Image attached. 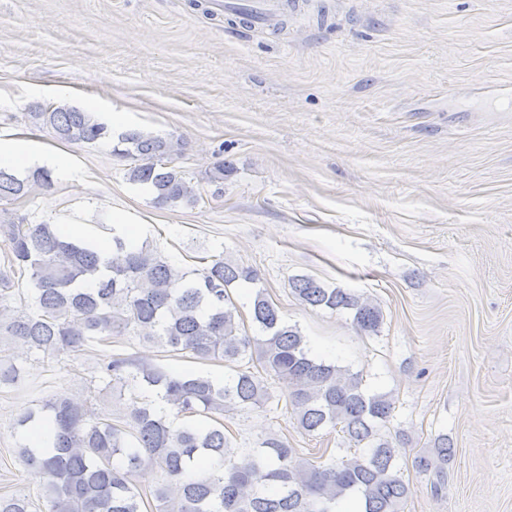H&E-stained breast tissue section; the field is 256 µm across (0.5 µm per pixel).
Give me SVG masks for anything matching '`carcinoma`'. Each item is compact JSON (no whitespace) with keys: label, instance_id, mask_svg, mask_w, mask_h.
<instances>
[{"label":"carcinoma","instance_id":"obj_1","mask_svg":"<svg viewBox=\"0 0 512 512\" xmlns=\"http://www.w3.org/2000/svg\"><path fill=\"white\" fill-rule=\"evenodd\" d=\"M28 119L65 142L117 140L114 151L134 161L128 180L146 187L159 206H192L201 198L174 166L178 143L170 137L116 133L94 113L69 105L50 112L35 105ZM34 185L51 187V173L37 168L20 178L0 168V201L21 199ZM24 278L32 288L18 287ZM257 281L254 269L222 254L188 270L147 242L130 249L115 236L105 258L91 243L63 238L54 224L1 221L0 387L28 397L18 425L44 432L45 444L13 449L24 472L38 480L40 496L6 490L0 512H142L148 496L155 512H335L347 495L359 497L364 512H403L401 449L381 434L393 399L370 392L361 374L310 355L298 327L285 322L262 289L251 299L257 334L243 332L230 288ZM289 286L303 304L349 310L361 332L379 333V305L307 276ZM117 337L153 342L165 358L246 367L221 382L117 353L96 367L81 399L27 378L24 364L33 356L77 355ZM270 378L282 385L285 408L305 434L338 427L354 445H367L368 454L332 453L321 464L277 438L230 448L221 417L268 406ZM104 397L118 407L116 417L96 411ZM454 455L442 434L417 453L414 466L441 478ZM145 468L163 476L147 493L134 484Z\"/></svg>","mask_w":512,"mask_h":512}]
</instances>
